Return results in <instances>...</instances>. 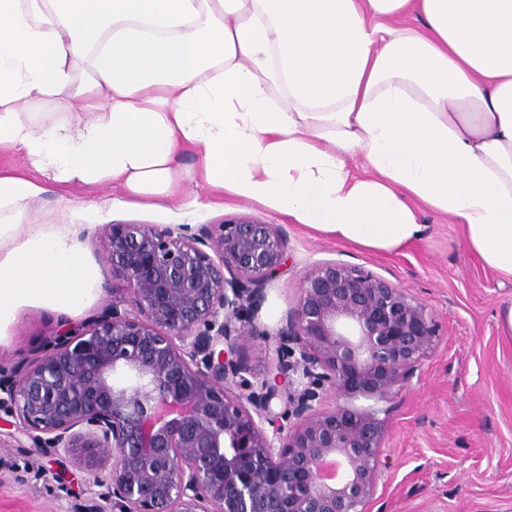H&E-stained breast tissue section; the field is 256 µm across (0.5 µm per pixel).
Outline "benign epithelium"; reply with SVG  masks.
I'll return each instance as SVG.
<instances>
[{
    "instance_id": "1",
    "label": "benign epithelium",
    "mask_w": 512,
    "mask_h": 512,
    "mask_svg": "<svg viewBox=\"0 0 512 512\" xmlns=\"http://www.w3.org/2000/svg\"><path fill=\"white\" fill-rule=\"evenodd\" d=\"M277 224H111L122 295L61 323L24 365L0 366L18 448L84 473L77 512H371L388 431L382 404L439 343L410 289L341 261L313 265L283 325H256L286 261ZM263 339L261 379L237 353ZM284 410L274 412V400Z\"/></svg>"
}]
</instances>
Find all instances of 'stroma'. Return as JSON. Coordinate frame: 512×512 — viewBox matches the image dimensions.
<instances>
[{
  "label": "stroma",
  "mask_w": 512,
  "mask_h": 512,
  "mask_svg": "<svg viewBox=\"0 0 512 512\" xmlns=\"http://www.w3.org/2000/svg\"><path fill=\"white\" fill-rule=\"evenodd\" d=\"M81 212L82 258L96 267L99 289L79 323L121 293L104 262L109 224H219L259 216L284 227L288 261L266 285L260 327L276 330L315 263L343 261L410 289L434 312L441 340L419 377L386 403L388 464L372 512H512V338L498 325L512 303V282L498 278L466 246L458 225L427 209L420 240L396 253H378L326 237L271 210L242 201L220 203L214 190L184 179L179 199L163 208L129 204L109 183L49 191L25 218L51 224L64 205ZM62 317L44 306L23 308L0 341V364L29 361L44 348ZM83 474L70 461H47L0 437V512H70Z\"/></svg>",
  "instance_id": "obj_1"
}]
</instances>
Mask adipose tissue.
Returning <instances> with one entry per match:
<instances>
[{
    "mask_svg": "<svg viewBox=\"0 0 512 512\" xmlns=\"http://www.w3.org/2000/svg\"><path fill=\"white\" fill-rule=\"evenodd\" d=\"M187 150L223 198L364 249L446 216L512 281V0H0V152L40 176L0 171V333L99 284L75 209L25 223L46 183L155 206Z\"/></svg>",
    "mask_w": 512,
    "mask_h": 512,
    "instance_id": "obj_1",
    "label": "adipose tissue"
}]
</instances>
